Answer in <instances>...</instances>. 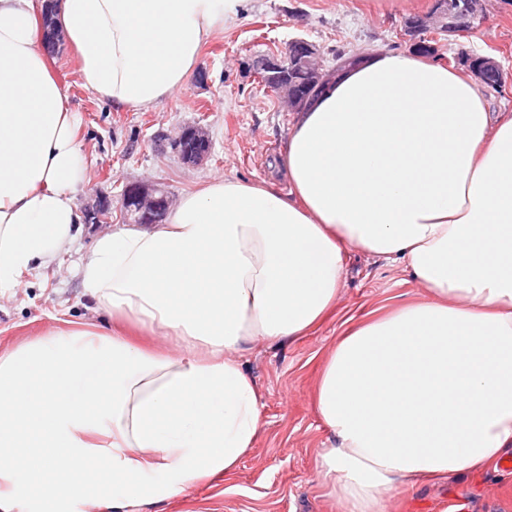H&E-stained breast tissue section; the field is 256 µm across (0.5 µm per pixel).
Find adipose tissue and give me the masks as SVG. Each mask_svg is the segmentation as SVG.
Returning a JSON list of instances; mask_svg holds the SVG:
<instances>
[{"label": "adipose tissue", "mask_w": 512, "mask_h": 512, "mask_svg": "<svg viewBox=\"0 0 512 512\" xmlns=\"http://www.w3.org/2000/svg\"><path fill=\"white\" fill-rule=\"evenodd\" d=\"M243 0H57L80 84L123 110L182 87ZM284 170L213 181L163 223L100 234L77 323L0 351V512L75 499L114 512L235 471L263 430L245 358L322 325L359 250L422 299L354 324L326 355L315 470L336 512H387L512 447V114L419 54L376 51L296 114ZM86 158L39 0H0V291L52 265L81 221ZM173 339L163 351L157 340Z\"/></svg>", "instance_id": "obj_1"}]
</instances>
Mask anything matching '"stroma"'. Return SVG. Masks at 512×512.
I'll list each match as a JSON object with an SVG mask.
<instances>
[{"mask_svg":"<svg viewBox=\"0 0 512 512\" xmlns=\"http://www.w3.org/2000/svg\"><path fill=\"white\" fill-rule=\"evenodd\" d=\"M408 16L405 10L369 11L367 0H246L223 34L204 44L196 74L161 105L140 111L114 108L83 88L72 52L61 47L50 59L81 120L89 162L86 181L75 194L77 208L101 195L117 197L130 182L161 185L175 198L224 177L264 181L289 192L281 159L294 114L258 82L255 62L297 38L316 46L327 69L339 57L368 50L407 52L411 44L401 31ZM428 39L435 60L450 65L465 52L496 58L507 80L501 92L488 93L489 106L512 113V0H487V19L472 32L452 38L432 33ZM188 124L202 126L213 143L211 155L195 165L184 163L171 146ZM99 233L98 227L83 225L54 264L27 276L25 288L0 296L1 351L70 322L111 328V317L95 305L77 274L82 254ZM422 293L402 269L350 251L331 318L293 343H260L247 355L263 395L266 425L237 470L136 512H336L315 477V459L326 437L312 406L320 364L350 321ZM389 512H512V470L423 485L411 497L396 496Z\"/></svg>","mask_w":512,"mask_h":512,"instance_id":"35a3bbf8","label":"stroma"}]
</instances>
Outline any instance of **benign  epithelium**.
Here are the masks:
<instances>
[{"label":"benign epithelium","instance_id":"1","mask_svg":"<svg viewBox=\"0 0 512 512\" xmlns=\"http://www.w3.org/2000/svg\"><path fill=\"white\" fill-rule=\"evenodd\" d=\"M485 20L483 0H434L425 15H413L405 20L404 36L417 50L434 51L422 40L421 34L431 29L450 36L467 32ZM65 41L56 24L47 26L46 44L54 52ZM318 52L309 42L295 39L287 49L263 58L257 66L258 81L276 92L288 106L297 110L306 104L311 89L328 80L317 62ZM463 64L486 83L498 81L502 72L499 63L488 56H468ZM172 146L187 164H197L211 153V141L200 126L182 128L172 140ZM123 219L133 224H160L172 204L170 193L146 183L124 186L119 194ZM86 219L93 224L112 222V201L100 198L86 209Z\"/></svg>","mask_w":512,"mask_h":512}]
</instances>
